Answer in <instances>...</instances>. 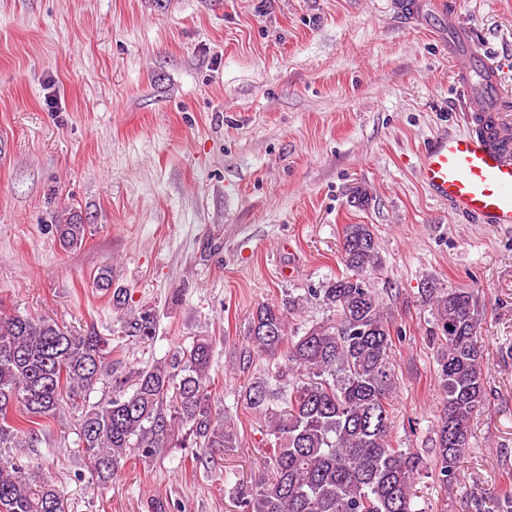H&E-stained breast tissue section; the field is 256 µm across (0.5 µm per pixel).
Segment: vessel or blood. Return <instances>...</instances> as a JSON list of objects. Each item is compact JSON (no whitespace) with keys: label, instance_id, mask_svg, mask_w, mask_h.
I'll list each match as a JSON object with an SVG mask.
<instances>
[{"label":"vessel or blood","instance_id":"1","mask_svg":"<svg viewBox=\"0 0 512 512\" xmlns=\"http://www.w3.org/2000/svg\"><path fill=\"white\" fill-rule=\"evenodd\" d=\"M412 20L443 16L437 0H397ZM448 54L465 127L424 146L418 176L431 198L483 224L512 226V110L501 98V65L456 19L448 21Z\"/></svg>","mask_w":512,"mask_h":512}]
</instances>
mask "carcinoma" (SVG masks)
<instances>
[{
	"label": "carcinoma",
	"mask_w": 512,
	"mask_h": 512,
	"mask_svg": "<svg viewBox=\"0 0 512 512\" xmlns=\"http://www.w3.org/2000/svg\"><path fill=\"white\" fill-rule=\"evenodd\" d=\"M55 232L70 250L82 244L87 225L72 212ZM340 259L346 273L319 289L326 320L288 334L295 299L262 304L252 314L247 353L283 358L292 381L279 404L271 391L276 375L243 392L248 408L268 421L274 443L254 485L236 491L242 512H423L414 484L425 469L443 487L457 480L486 395L478 295L433 283L422 288L440 332L437 385L445 401L427 463L392 440L398 377L390 321L370 286L381 268L372 225L344 227ZM94 284L112 292L115 308L124 305L123 293L111 291L112 268L99 269ZM156 319L144 310L125 321L124 333L148 338ZM108 347L106 339L55 320L1 311L0 445L37 434L41 421L69 404L81 410L75 453L89 460L101 486L133 453L151 459L163 448L195 446L202 465L212 448L239 447L237 425L211 403V340L195 339L172 363L135 372L131 389L120 384L111 398L89 404L87 391L109 375ZM0 512H65L64 496L51 483H34L24 466L0 460Z\"/></svg>",
	"instance_id": "carcinoma-1"
}]
</instances>
